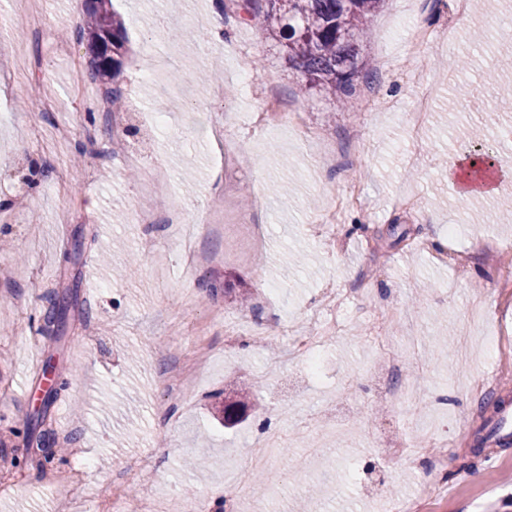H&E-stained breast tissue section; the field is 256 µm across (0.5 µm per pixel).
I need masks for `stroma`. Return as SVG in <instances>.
I'll list each match as a JSON object with an SVG mask.
<instances>
[{
    "instance_id": "35a3bbf8",
    "label": "stroma",
    "mask_w": 512,
    "mask_h": 512,
    "mask_svg": "<svg viewBox=\"0 0 512 512\" xmlns=\"http://www.w3.org/2000/svg\"><path fill=\"white\" fill-rule=\"evenodd\" d=\"M432 5L385 0L373 15L363 54L381 105L359 112L303 86L261 25L234 18L227 40H209L221 0H112L127 33L118 83L128 109L94 114L76 83L88 57L74 0H0L14 19L0 37V239L10 244L0 250V512H97L98 502L148 493L155 512L174 498L201 501L204 512H221L229 498L238 512H292L306 497L313 512H384L418 492L417 470H395L385 453L410 428L379 375L407 336L428 373L419 387L443 399L438 423L450 443L447 497L427 512H469L486 491L485 512H512V444L481 441L498 403L512 409V375L486 395L464 386L496 369L490 347L512 330V288L498 287L484 248L489 239L512 244V223L496 220L512 180L463 199L440 165L494 105L481 87L487 62L464 34L493 33L503 54L512 32L494 33L498 11L470 7L456 41L470 65L453 73L441 32L448 15ZM36 15L50 25H34ZM402 15L428 30L427 43L387 39ZM246 63L255 83L241 77ZM207 71L220 73L223 97L201 81ZM37 83L53 111L23 107ZM462 84L473 89L468 105L449 111ZM271 86L299 110L300 126L255 125ZM421 88L433 105L416 132L403 115ZM494 106L500 122L512 120V96ZM152 112L163 113L161 127L142 123ZM116 135L128 153L105 156L99 179L73 163L78 150ZM353 186L362 206L316 229L331 199ZM147 189L195 218L202 261L193 270L181 241L160 230L144 237L136 208ZM407 189L411 214L396 205ZM450 247L467 252L464 265L433 259ZM64 286L71 307L59 336L43 315ZM330 288L346 295L348 317L319 348L315 378L291 353L287 329L324 319ZM229 325L244 332L230 346ZM200 347L214 356L210 371L193 395L172 398L174 360ZM244 387L253 390L247 421L222 428L223 396ZM318 414L346 431L313 459L306 448ZM270 430L287 456L264 469L263 486L230 483L227 468L260 453ZM487 452L498 455L490 467ZM148 453L151 467L125 482L128 465Z\"/></svg>"
}]
</instances>
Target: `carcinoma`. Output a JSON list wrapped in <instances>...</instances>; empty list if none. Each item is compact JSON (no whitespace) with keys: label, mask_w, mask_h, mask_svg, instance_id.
Instances as JSON below:
<instances>
[{"label":"carcinoma","mask_w":512,"mask_h":512,"mask_svg":"<svg viewBox=\"0 0 512 512\" xmlns=\"http://www.w3.org/2000/svg\"><path fill=\"white\" fill-rule=\"evenodd\" d=\"M112 0H87L90 10L87 42L90 74L95 80L112 84V101L122 96L113 84L119 73L127 41L126 30L104 7ZM382 0H240L236 9L245 21H258L268 34L279 39L287 61L306 78L339 101L349 100L354 78L363 65L361 39ZM505 69L497 60L486 73V84L505 94L512 84L503 81ZM63 294L49 298L44 320L56 331L64 330L59 309Z\"/></svg>","instance_id":"cac0c4a2"}]
</instances>
